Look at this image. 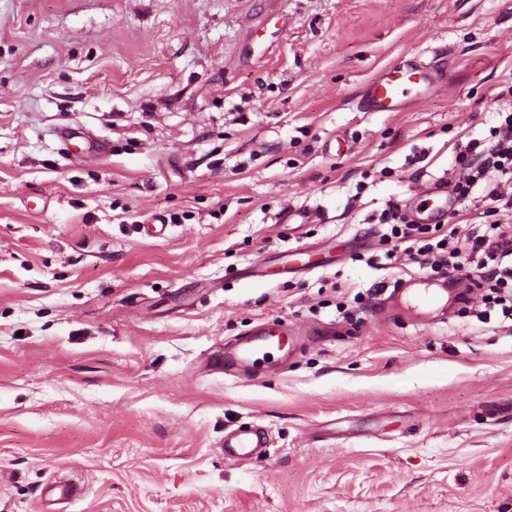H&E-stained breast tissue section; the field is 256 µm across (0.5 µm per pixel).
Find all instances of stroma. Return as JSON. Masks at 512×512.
Instances as JSON below:
<instances>
[{
  "instance_id": "obj_1",
  "label": "stroma",
  "mask_w": 512,
  "mask_h": 512,
  "mask_svg": "<svg viewBox=\"0 0 512 512\" xmlns=\"http://www.w3.org/2000/svg\"><path fill=\"white\" fill-rule=\"evenodd\" d=\"M405 55L443 84L362 111ZM511 113L512 0H0V512L70 473L67 512H512V319L478 289L425 326L365 298L423 273L384 258L382 214ZM495 187L455 202L463 230ZM272 319L336 329L209 371ZM238 427L265 454L225 460ZM319 254L309 249H295L288 254V260L283 266L284 272L299 274L313 270L315 267L311 263V257Z\"/></svg>"
}]
</instances>
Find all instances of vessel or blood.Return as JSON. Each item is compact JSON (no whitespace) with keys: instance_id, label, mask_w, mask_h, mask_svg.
Here are the masks:
<instances>
[{"instance_id":"b4317fda","label":"vessel or blood","mask_w":512,"mask_h":512,"mask_svg":"<svg viewBox=\"0 0 512 512\" xmlns=\"http://www.w3.org/2000/svg\"><path fill=\"white\" fill-rule=\"evenodd\" d=\"M440 81L438 71L419 59L385 67L364 85L362 109L366 112L404 111L408 99L428 97ZM429 191L442 195L441 204L428 211L418 204H407L404 215L408 220L418 224H435L446 219L452 207L451 201L446 198L447 183H435ZM457 281V275H444L434 279L432 286L426 288L420 278L403 280L396 288L394 297L384 299L378 310L411 325L424 324L435 317L440 303L456 288ZM299 339V331L288 324L267 322L237 339L229 352H215L211 367L213 371L222 373L235 366L254 365L272 352L295 348ZM265 448L264 438L253 429L240 428L224 435V456L234 462L251 460ZM81 493L80 484L75 479L67 478L47 484L42 495L53 503H69Z\"/></svg>"}]
</instances>
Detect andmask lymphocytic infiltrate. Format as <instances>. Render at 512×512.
Wrapping results in <instances>:
<instances>
[{
	"label": "lymphocytic infiltrate",
	"instance_id": "lymphocytic-infiltrate-1",
	"mask_svg": "<svg viewBox=\"0 0 512 512\" xmlns=\"http://www.w3.org/2000/svg\"><path fill=\"white\" fill-rule=\"evenodd\" d=\"M491 170L512 175V115L506 118L504 128L480 164L462 162L461 174L452 188L455 197H467L473 186ZM487 198L489 205L485 214L491 219L489 234L464 240L456 225L412 224L395 212L381 242L387 260H395L398 254L404 253L437 273L475 276L476 286L485 291L486 307L500 308L503 315L509 316L512 315V304L501 291L512 288V264L504 262L505 257L512 255V225L499 223L496 219V204L502 200V192L491 189Z\"/></svg>",
	"mask_w": 512,
	"mask_h": 512
}]
</instances>
